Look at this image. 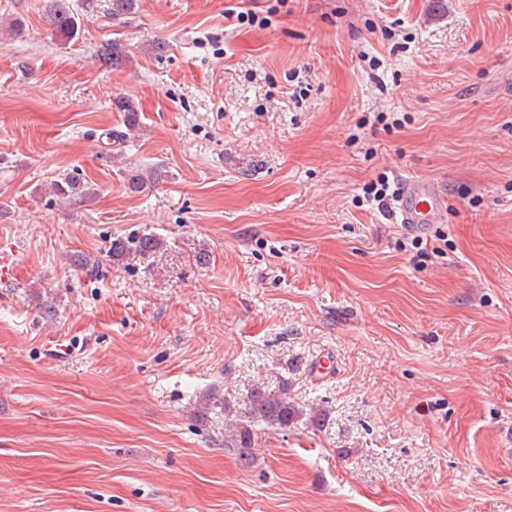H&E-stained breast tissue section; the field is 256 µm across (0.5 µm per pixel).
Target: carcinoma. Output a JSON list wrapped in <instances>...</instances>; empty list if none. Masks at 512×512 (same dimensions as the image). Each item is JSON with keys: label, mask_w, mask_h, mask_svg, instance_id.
<instances>
[{"label": "carcinoma", "mask_w": 512, "mask_h": 512, "mask_svg": "<svg viewBox=\"0 0 512 512\" xmlns=\"http://www.w3.org/2000/svg\"><path fill=\"white\" fill-rule=\"evenodd\" d=\"M45 19L51 35L65 44L77 39L80 35V18L73 7L72 0H48ZM98 57L103 64L117 67L126 62L127 52L121 43L106 41L100 45ZM113 106L120 112L122 123L126 128L123 137L127 138L141 128V113L134 101L120 96L113 100ZM164 177L165 172L157 167L125 169L127 188L134 193L159 184ZM51 193L59 201L85 199L91 196L88 185L74 173L65 174L53 181ZM160 246V239L152 234L120 237L112 241L111 256L119 258L131 251L149 255L157 251ZM304 415L307 416L306 423L315 426L321 421L322 413L319 411L304 413V410L289 396L286 384L276 390L258 384L251 389L245 412L239 415L234 426L229 430L227 443L239 448L241 459L247 463L250 461L249 448L254 442L253 427L264 423L268 427L284 428Z\"/></svg>", "instance_id": "obj_1"}]
</instances>
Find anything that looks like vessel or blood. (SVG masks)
Instances as JSON below:
<instances>
[{"label": "vessel or blood", "instance_id": "b4317fda", "mask_svg": "<svg viewBox=\"0 0 512 512\" xmlns=\"http://www.w3.org/2000/svg\"><path fill=\"white\" fill-rule=\"evenodd\" d=\"M448 209L445 194L430 178H404L395 188L394 213L407 228L422 230L441 223Z\"/></svg>", "mask_w": 512, "mask_h": 512}]
</instances>
